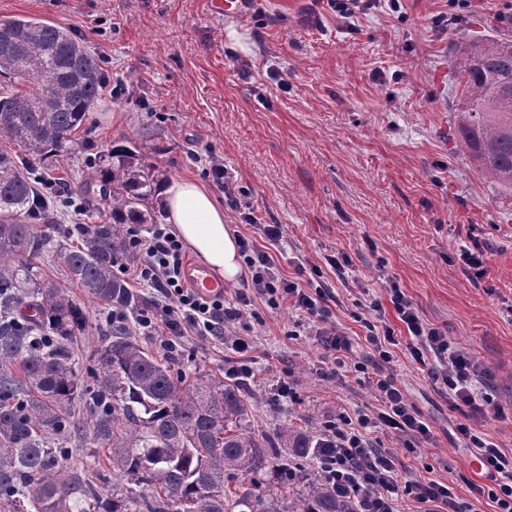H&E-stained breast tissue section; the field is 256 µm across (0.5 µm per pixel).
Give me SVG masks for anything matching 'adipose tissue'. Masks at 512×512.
Returning a JSON list of instances; mask_svg holds the SVG:
<instances>
[{
  "label": "adipose tissue",
  "mask_w": 512,
  "mask_h": 512,
  "mask_svg": "<svg viewBox=\"0 0 512 512\" xmlns=\"http://www.w3.org/2000/svg\"><path fill=\"white\" fill-rule=\"evenodd\" d=\"M166 222L215 274L234 281L241 272L237 240L224 221V210L198 182L173 178L160 191Z\"/></svg>",
  "instance_id": "1"
}]
</instances>
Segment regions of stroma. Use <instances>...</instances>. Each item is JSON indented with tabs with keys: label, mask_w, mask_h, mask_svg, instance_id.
Masks as SVG:
<instances>
[{
	"label": "stroma",
	"mask_w": 512,
	"mask_h": 512,
	"mask_svg": "<svg viewBox=\"0 0 512 512\" xmlns=\"http://www.w3.org/2000/svg\"><path fill=\"white\" fill-rule=\"evenodd\" d=\"M439 14L447 19L440 27ZM14 17L68 29L106 71L77 133L80 152L36 164L66 201L39 234L78 244L76 225L105 219L79 208L95 157L142 146L159 181L190 177L205 187L234 236L282 225L272 250L282 275L330 288L333 317L358 342L355 360L370 352L356 314L387 303V287L397 284L424 319L486 366L484 389L504 414L478 426L512 454V193L481 179L458 148L450 63L455 42L512 33V0H465L456 9L448 0H401L396 12L387 0H370L348 19L328 0H256L233 15L215 11L212 0H0V20ZM213 156L224 161L233 198L207 175ZM474 236L486 251L480 278L460 258ZM331 256L345 259L343 273L328 264ZM253 308L258 318L240 325L258 345L245 386L255 433L294 425L313 436L338 413L377 410L374 392L355 377H319L312 338L287 335L294 311L260 300ZM86 314L89 330L74 352L91 391L111 309L90 303ZM399 340L393 372L433 439L410 454L393 434L374 429L368 437L396 452L402 473L465 496L479 479L456 436L467 408L411 362L408 335ZM231 357L229 346L209 339L178 357V370L187 380L220 376ZM285 375L296 398L272 403ZM68 460L111 496L118 478L104 448L86 439L70 445Z\"/></svg>",
	"instance_id": "stroma-1"
}]
</instances>
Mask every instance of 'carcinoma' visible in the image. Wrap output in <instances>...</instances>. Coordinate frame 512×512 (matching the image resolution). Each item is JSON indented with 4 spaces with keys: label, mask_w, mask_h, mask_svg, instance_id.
I'll return each instance as SVG.
<instances>
[{
    "label": "carcinoma",
    "mask_w": 512,
    "mask_h": 512,
    "mask_svg": "<svg viewBox=\"0 0 512 512\" xmlns=\"http://www.w3.org/2000/svg\"><path fill=\"white\" fill-rule=\"evenodd\" d=\"M15 42L0 52V76L31 88L0 92V134L19 148L0 150V501L12 512H99L96 488L65 467L63 442L91 434L107 447L112 471L130 483L112 489L110 512H357L314 466L313 439L301 431L258 435L239 386L201 373L185 382L172 361L134 341L125 322H109L97 354L98 390L84 405L72 345L88 332L85 302L42 280L34 259L54 253L86 302L133 311V294L115 266L129 255L130 224H156L155 167L125 148L95 162L85 205L101 202L108 221L91 224L80 244L53 242L33 222L54 219L52 190L31 159L75 150L74 132L93 111L104 83L102 63L65 29L28 18L0 21ZM458 79L454 118L461 151L479 175L512 192V39L454 44ZM287 462L294 477L264 493L252 486L266 468ZM146 487L137 493L131 485ZM75 506H70V502Z\"/></svg>",
    "instance_id": "carcinoma-1"
}]
</instances>
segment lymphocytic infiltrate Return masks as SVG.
I'll return each mask as SVG.
<instances>
[{
	"label": "lymphocytic infiltrate",
	"instance_id": "lymphocytic-infiltrate-1",
	"mask_svg": "<svg viewBox=\"0 0 512 512\" xmlns=\"http://www.w3.org/2000/svg\"><path fill=\"white\" fill-rule=\"evenodd\" d=\"M259 240L242 237L239 253L250 273L244 292L233 304L223 297L208 296L187 284L184 273L183 246L168 225H153L149 236L129 228L126 245L130 260L118 265L126 279L151 287L153 296L138 308L134 317L137 329L159 338L162 349L175 352L177 344L188 336H215L230 344L236 354L228 372L235 379L252 378V353L256 347L250 334L235 329L254 298L264 299L273 309L288 305L298 312L294 335L313 336L320 351L319 375L335 379L354 371L374 391L381 407L374 415L358 418L340 414L326 421L316 438L315 461L319 472L337 495L357 498L359 512H401L403 497L422 503H441L450 512H469L467 502L457 501L447 484L411 479L399 473L394 453L375 448L366 436L367 429H390L406 441V450L428 442L432 432L412 405L391 367L389 347L395 344V330L388 321L364 320L365 340L378 355L374 364L353 359V342L331 319L327 289L308 291L294 280L284 278L270 252L283 237L278 224L259 227ZM389 300L398 320L410 336L407 350L412 360L426 367L430 378L450 399L465 403L472 421L457 427L463 448L478 468L490 479L489 485L468 484L475 496L485 495L495 505V512H512V455L491 442L475 423V417L491 411L493 401L481 387L486 369L471 354L451 342L440 328L428 324L418 314L397 285L388 288Z\"/></svg>",
	"mask_w": 512,
	"mask_h": 512
}]
</instances>
